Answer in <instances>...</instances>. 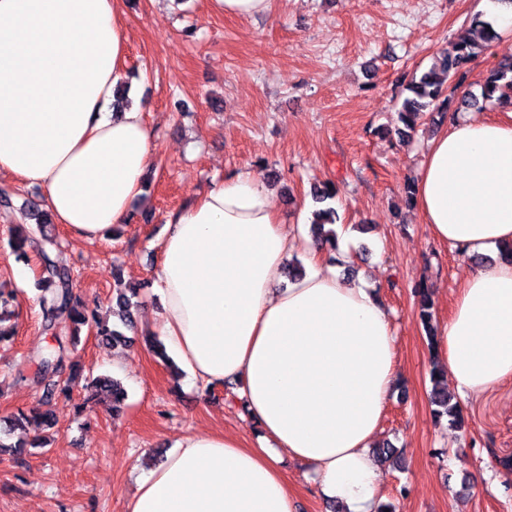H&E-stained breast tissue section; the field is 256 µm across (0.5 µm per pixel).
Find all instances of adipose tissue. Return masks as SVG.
Listing matches in <instances>:
<instances>
[{"label":"adipose tissue","instance_id":"adipose-tissue-1","mask_svg":"<svg viewBox=\"0 0 512 512\" xmlns=\"http://www.w3.org/2000/svg\"><path fill=\"white\" fill-rule=\"evenodd\" d=\"M127 35L121 0H0V175L38 186L78 239L124 223L155 162L140 101L114 106ZM434 239L462 257L512 242V108L456 115L415 184ZM281 224L264 182L242 171L171 213L144 322L188 385L237 384L251 443L192 433L137 463L127 512H297L284 472L305 467L342 512H377L371 453L395 386L396 334L371 289L341 279L325 248ZM305 275L281 286L289 251ZM464 398L512 380V264L471 269L442 330Z\"/></svg>","mask_w":512,"mask_h":512}]
</instances>
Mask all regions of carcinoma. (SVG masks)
I'll return each mask as SVG.
<instances>
[{
  "mask_svg": "<svg viewBox=\"0 0 512 512\" xmlns=\"http://www.w3.org/2000/svg\"><path fill=\"white\" fill-rule=\"evenodd\" d=\"M497 38L495 30L480 20L473 22L469 37L454 44L452 51L438 59L427 71L414 72L406 85L408 95L403 99L398 110V119L408 130H416L417 122L427 112L440 116L451 109L461 111L471 103L512 98V59L498 62L491 68L480 83L481 97L474 95L454 105V99L447 94L448 84L457 77L464 76L467 64L484 49L488 43ZM314 203L321 208L313 212L314 220L311 233L318 239L325 240L329 247L336 248V210L326 202L336 196L333 184L315 185L311 190ZM26 224H17L12 230L11 246L17 260L29 261L27 248L35 252L38 275L36 286L41 291L39 301L43 309L44 330L52 333L55 344L36 354L38 372L33 377L35 384L43 387L39 406L26 412L18 410L4 420L0 429V455L6 453L19 457L24 453L27 442H7V437L16 428L28 425L35 427H55L56 421L49 405L59 397H67L72 387L82 378L78 362L70 356V348L81 339L82 331H87L112 347L124 345L128 341L126 332L135 329L132 299L137 289L118 288L112 299V315L119 323L106 324L99 316L98 309L91 308L81 301L74 292V278L71 270L57 264L53 250L57 247V234L51 215L40 208L33 200L24 201L19 207ZM419 296V317L426 332L429 344L436 345L434 314L428 289L417 291ZM430 402L434 406L436 418L447 417L448 424L460 427L463 424L459 404L454 396L448 394V373L434 361L430 371ZM94 395L112 401V414L120 415L124 408L127 392L121 381L107 375L98 376L90 382Z\"/></svg>",
  "mask_w": 512,
  "mask_h": 512,
  "instance_id": "carcinoma-1",
  "label": "carcinoma"
}]
</instances>
